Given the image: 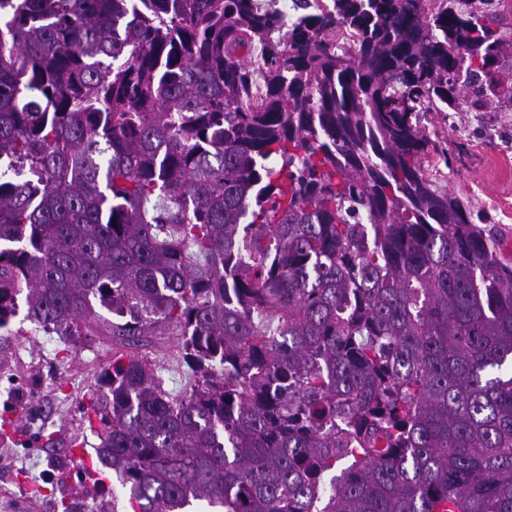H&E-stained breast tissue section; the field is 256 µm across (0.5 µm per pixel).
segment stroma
I'll use <instances>...</instances> for the list:
<instances>
[{"label": "stroma", "mask_w": 512, "mask_h": 512, "mask_svg": "<svg viewBox=\"0 0 512 512\" xmlns=\"http://www.w3.org/2000/svg\"><path fill=\"white\" fill-rule=\"evenodd\" d=\"M431 138L448 150L449 166L436 178L468 204L475 224L494 230L503 258L512 259V106L494 112H433L425 122ZM19 308L9 332L0 334V416H19L27 434L0 443V499L14 497L17 512H131L128 493L111 472L91 480L81 471L75 448L94 456L97 435L84 422L95 378L112 356L113 340L100 331L76 346L46 333ZM148 357L163 387L182 396L193 379L180 354L176 330L129 347ZM40 424H32L31 413Z\"/></svg>", "instance_id": "obj_1"}]
</instances>
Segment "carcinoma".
<instances>
[{"instance_id": "obj_1", "label": "carcinoma", "mask_w": 512, "mask_h": 512, "mask_svg": "<svg viewBox=\"0 0 512 512\" xmlns=\"http://www.w3.org/2000/svg\"><path fill=\"white\" fill-rule=\"evenodd\" d=\"M475 2L0 0V331L195 376L96 378L133 512H512V265L421 128L512 103ZM138 346L124 349L130 356H147L154 364L163 387L173 397L182 396L194 383L180 354V336L172 327L161 336H148Z\"/></svg>"}]
</instances>
